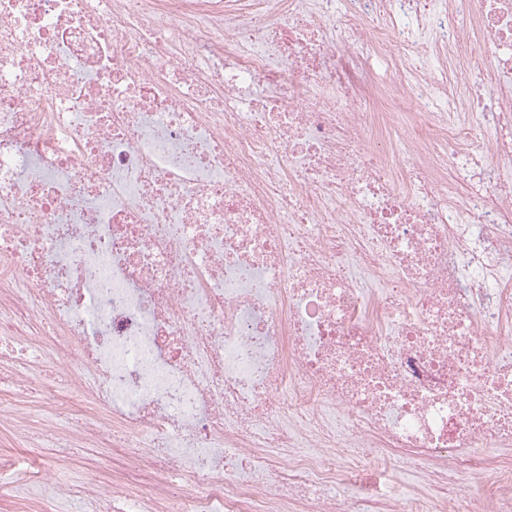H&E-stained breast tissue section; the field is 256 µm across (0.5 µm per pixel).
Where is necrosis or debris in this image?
Wrapping results in <instances>:
<instances>
[{
    "mask_svg": "<svg viewBox=\"0 0 512 512\" xmlns=\"http://www.w3.org/2000/svg\"><path fill=\"white\" fill-rule=\"evenodd\" d=\"M345 2L0 0V431L119 459L20 481L512 512V0Z\"/></svg>",
    "mask_w": 512,
    "mask_h": 512,
    "instance_id": "1",
    "label": "necrosis or debris"
}]
</instances>
